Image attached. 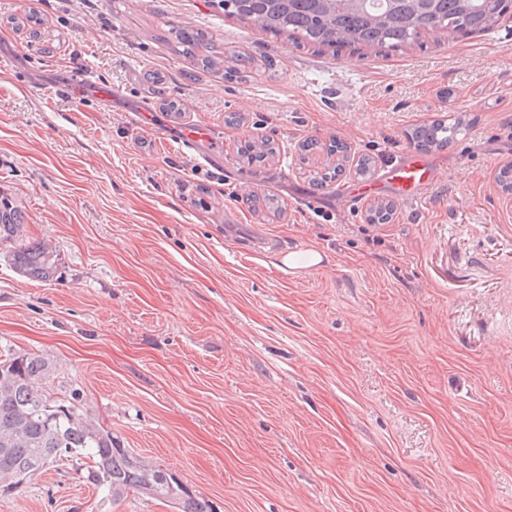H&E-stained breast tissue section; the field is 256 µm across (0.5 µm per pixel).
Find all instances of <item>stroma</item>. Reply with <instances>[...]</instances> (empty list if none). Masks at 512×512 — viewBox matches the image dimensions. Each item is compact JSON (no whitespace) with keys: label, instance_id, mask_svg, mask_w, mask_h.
<instances>
[{"label":"stroma","instance_id":"obj_1","mask_svg":"<svg viewBox=\"0 0 512 512\" xmlns=\"http://www.w3.org/2000/svg\"><path fill=\"white\" fill-rule=\"evenodd\" d=\"M26 6L0 0V188L59 277H19L0 243V347L54 359L55 388L215 512H512V18L363 56L294 46L217 0H38L33 42L12 24ZM174 23L252 57L246 78L194 68ZM85 67L110 107L35 95ZM449 115L467 128L421 202L395 200L388 224L366 222L372 198L343 206L354 158L383 169ZM194 124L223 170L184 153ZM254 137L279 146L261 167L240 157ZM311 137L353 157L319 192ZM250 194L280 214H253ZM310 249L321 268L282 266ZM0 512L175 510L102 500L62 466ZM180 142L188 154L198 149L202 144L210 147L211 160L217 161L220 158V152L216 139L210 128L203 125H191L182 130Z\"/></svg>","mask_w":512,"mask_h":512}]
</instances>
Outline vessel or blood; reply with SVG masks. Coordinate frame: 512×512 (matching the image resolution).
<instances>
[{
  "mask_svg": "<svg viewBox=\"0 0 512 512\" xmlns=\"http://www.w3.org/2000/svg\"><path fill=\"white\" fill-rule=\"evenodd\" d=\"M60 90L73 94L85 93L100 102L111 101L115 92L109 84L103 83L88 70L75 71L60 83ZM180 142L185 151L192 152L201 145L210 148L211 160H218L220 152L216 139L210 128L203 125L185 127L181 133ZM438 178V169L435 163L428 158L405 151L397 160L384 168L380 177L367 188L356 187L350 189L348 195L351 200H359L366 193H381L386 190L393 191L399 198L412 201L423 198L431 190Z\"/></svg>",
  "mask_w": 512,
  "mask_h": 512,
  "instance_id": "b4317fda",
  "label": "vessel or blood"
}]
</instances>
